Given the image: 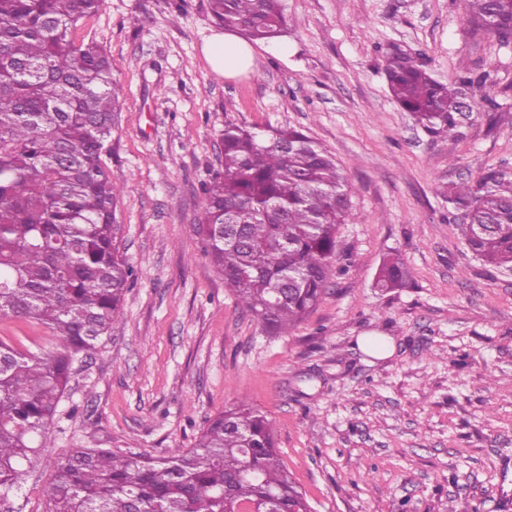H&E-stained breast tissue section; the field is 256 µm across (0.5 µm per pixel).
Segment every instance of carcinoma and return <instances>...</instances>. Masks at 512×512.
<instances>
[{"label": "carcinoma", "mask_w": 512, "mask_h": 512, "mask_svg": "<svg viewBox=\"0 0 512 512\" xmlns=\"http://www.w3.org/2000/svg\"><path fill=\"white\" fill-rule=\"evenodd\" d=\"M105 0H0V320L36 322L56 347L34 354L0 337V502L51 445L50 427L77 367L119 320L131 269L120 251L122 188L104 157L122 111L109 56L72 33ZM476 29L512 33V0H465ZM214 24L248 40L288 28L284 0H208ZM392 95L428 130L456 125L459 86L489 101L486 80L434 79L393 49ZM222 169L196 225L210 262L238 303L272 333L300 323L326 294L339 231L355 219L353 187L333 156L295 128L220 134ZM467 248L512 270V173L489 166L448 189ZM391 257L377 285L401 288ZM46 512H308L281 464L272 422L246 405L211 418L194 447L169 457L72 448L43 489Z\"/></svg>", "instance_id": "obj_1"}]
</instances>
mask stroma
Listing matches in <instances>:
<instances>
[{"label": "stroma", "instance_id": "obj_1", "mask_svg": "<svg viewBox=\"0 0 512 512\" xmlns=\"http://www.w3.org/2000/svg\"><path fill=\"white\" fill-rule=\"evenodd\" d=\"M288 33L252 42L254 71L212 74L208 0H106L75 40L103 45L123 106L105 158L123 187L121 249L134 270L121 317L77 375L0 512H45L71 448L143 458L194 447L247 404L275 427L311 512H512V270L466 247L444 194L512 171V40L474 30L463 0H284ZM436 80L486 76L490 100L428 131L393 100L392 48ZM302 130L354 188L325 296L280 335L244 309L193 226L220 170L225 123ZM399 256L406 287L376 286ZM23 350L44 326L0 321ZM382 342L387 355L364 348Z\"/></svg>", "mask_w": 512, "mask_h": 512}]
</instances>
